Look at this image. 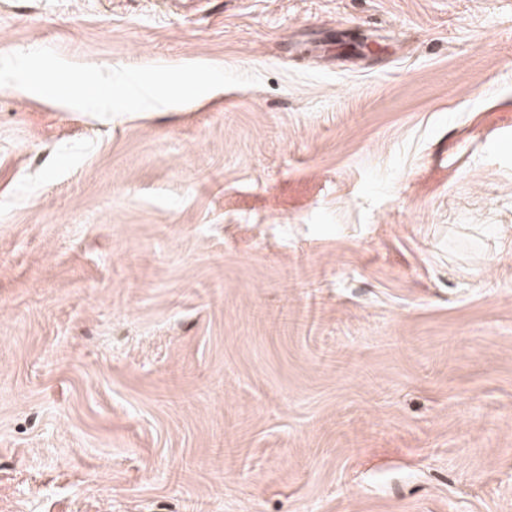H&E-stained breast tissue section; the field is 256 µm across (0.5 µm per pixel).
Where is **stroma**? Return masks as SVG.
Returning a JSON list of instances; mask_svg holds the SVG:
<instances>
[{"instance_id": "obj_1", "label": "stroma", "mask_w": 512, "mask_h": 512, "mask_svg": "<svg viewBox=\"0 0 512 512\" xmlns=\"http://www.w3.org/2000/svg\"><path fill=\"white\" fill-rule=\"evenodd\" d=\"M0 512H512V0H0Z\"/></svg>"}]
</instances>
